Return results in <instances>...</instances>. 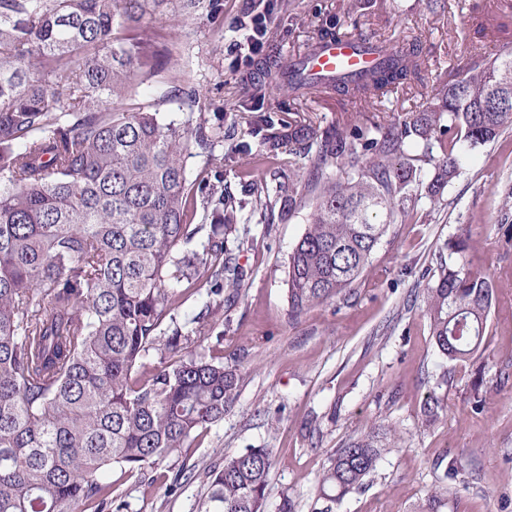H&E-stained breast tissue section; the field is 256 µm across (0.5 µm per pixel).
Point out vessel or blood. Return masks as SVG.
I'll use <instances>...</instances> for the list:
<instances>
[{
    "mask_svg": "<svg viewBox=\"0 0 512 512\" xmlns=\"http://www.w3.org/2000/svg\"><path fill=\"white\" fill-rule=\"evenodd\" d=\"M383 59L382 54L359 40L341 37L313 46L308 54L309 74L322 77L329 74L363 75Z\"/></svg>",
    "mask_w": 512,
    "mask_h": 512,
    "instance_id": "b4317fda",
    "label": "vessel or blood"
}]
</instances>
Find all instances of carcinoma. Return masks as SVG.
Here are the masks:
<instances>
[{
	"instance_id": "carcinoma-1",
	"label": "carcinoma",
	"mask_w": 512,
	"mask_h": 512,
	"mask_svg": "<svg viewBox=\"0 0 512 512\" xmlns=\"http://www.w3.org/2000/svg\"><path fill=\"white\" fill-rule=\"evenodd\" d=\"M221 0H0V512H124L105 474L134 476L224 419L244 379L237 365L187 351L212 334L200 317L173 323L171 306L205 292L204 315L228 312L246 274L226 247L252 211L272 203L261 178L251 201L190 179L188 158L220 168L224 128L180 99L184 119L132 103L159 73L158 25L213 20ZM387 62L334 93L375 109L421 82V47L379 44ZM281 87L300 89L292 60ZM512 128V47L438 84L427 106L387 123L373 111L291 134L308 162L313 204L288 260V315L353 288L389 227L419 191L435 199L468 151ZM434 173L425 181V166ZM211 218L190 223L197 195ZM303 190L288 179L282 203ZM494 287L464 264L440 265L424 314L438 352L472 359L483 344ZM161 361L149 372L143 360ZM370 436L339 449L319 479L334 503L373 473ZM268 448L224 455L207 472L199 512H264Z\"/></svg>"
}]
</instances>
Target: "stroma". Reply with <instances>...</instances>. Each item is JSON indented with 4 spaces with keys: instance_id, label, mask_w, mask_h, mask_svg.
Instances as JSON below:
<instances>
[{
    "instance_id": "obj_1",
    "label": "stroma",
    "mask_w": 512,
    "mask_h": 512,
    "mask_svg": "<svg viewBox=\"0 0 512 512\" xmlns=\"http://www.w3.org/2000/svg\"><path fill=\"white\" fill-rule=\"evenodd\" d=\"M222 0L218 19L180 24L161 35L177 44L176 69L160 72L182 91L202 89L209 125H223L224 189L240 194L247 172L276 185L292 156H267L253 119L269 116L287 137L309 118L329 127L355 105L336 94L310 92L302 105L274 90L276 60L298 57L320 30L374 35L383 43L415 40L426 65L421 83L389 94L381 118L422 108L439 74L461 75L494 44H512V0ZM262 21L258 53L237 51L238 26ZM249 145L241 153L240 145ZM512 184V130L470 151L439 201L416 197L405 222L376 247L357 288L299 319L288 315V258L307 227L308 209L275 205L240 225L235 254L247 275L245 292L224 322V342H195L194 353L219 349L245 373L223 421L144 474L113 487L127 512H197L202 475L173 484L174 467H218L225 454L268 448L272 466L266 512L289 501L291 512H416L431 494L439 512H512V224L499 223L502 190ZM468 233L462 263L496 287L480 352L466 362L440 355L423 315L424 288L445 244ZM438 403L426 420L423 405ZM375 434L385 449L365 484L334 504L318 496L319 477L336 450Z\"/></svg>"
}]
</instances>
